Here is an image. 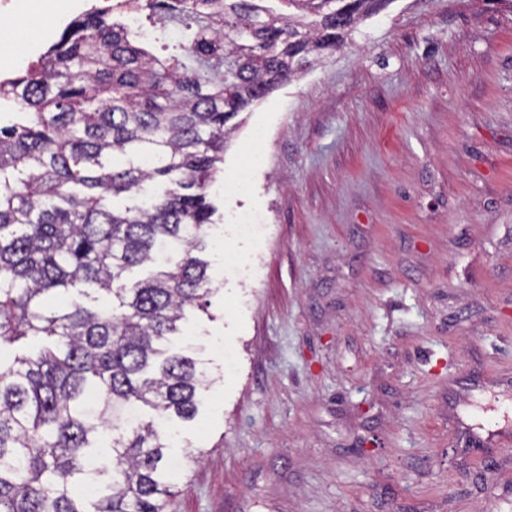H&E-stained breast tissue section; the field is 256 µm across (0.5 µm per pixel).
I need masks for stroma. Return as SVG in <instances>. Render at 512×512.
I'll use <instances>...</instances> for the list:
<instances>
[{
	"instance_id": "stroma-1",
	"label": "stroma",
	"mask_w": 512,
	"mask_h": 512,
	"mask_svg": "<svg viewBox=\"0 0 512 512\" xmlns=\"http://www.w3.org/2000/svg\"><path fill=\"white\" fill-rule=\"evenodd\" d=\"M97 2L0 14V43ZM242 118L166 512H512V0H389Z\"/></svg>"
}]
</instances>
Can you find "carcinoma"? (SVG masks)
<instances>
[{
	"mask_svg": "<svg viewBox=\"0 0 512 512\" xmlns=\"http://www.w3.org/2000/svg\"><path fill=\"white\" fill-rule=\"evenodd\" d=\"M282 2L116 0L0 82V512H164L209 387L171 337L212 293L195 253L234 120L384 0Z\"/></svg>",
	"mask_w": 512,
	"mask_h": 512,
	"instance_id": "obj_1",
	"label": "carcinoma"
}]
</instances>
